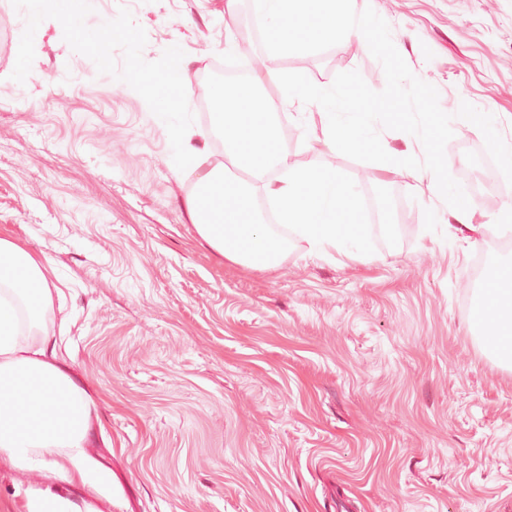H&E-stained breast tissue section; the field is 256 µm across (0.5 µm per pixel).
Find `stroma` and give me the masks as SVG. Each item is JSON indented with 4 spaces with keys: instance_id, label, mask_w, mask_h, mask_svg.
Instances as JSON below:
<instances>
[{
    "instance_id": "1",
    "label": "stroma",
    "mask_w": 512,
    "mask_h": 512,
    "mask_svg": "<svg viewBox=\"0 0 512 512\" xmlns=\"http://www.w3.org/2000/svg\"><path fill=\"white\" fill-rule=\"evenodd\" d=\"M89 26L129 9L145 60L171 46L195 134L192 154L224 161L202 73L240 56L261 70L331 85L385 75L365 39L277 56L251 34L252 0H92ZM389 24L411 71L453 114L451 175L467 224L426 169L316 157L317 108L280 112L284 151L321 160L373 197L368 261L311 255L290 238L268 270L229 262L187 209L179 171L143 98L98 74L58 25L38 28L25 83L11 80L24 13L0 0V237L48 258L61 289L44 326L100 397L90 457L118 494L100 512H512V368L480 343L473 305L512 280V185L490 174L461 102L493 114L512 146V0H356ZM235 40L237 52L226 48ZM38 470L0 461V512H26Z\"/></svg>"
}]
</instances>
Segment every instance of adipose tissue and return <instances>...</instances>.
<instances>
[{
	"label": "adipose tissue",
	"mask_w": 512,
	"mask_h": 512,
	"mask_svg": "<svg viewBox=\"0 0 512 512\" xmlns=\"http://www.w3.org/2000/svg\"><path fill=\"white\" fill-rule=\"evenodd\" d=\"M201 173L189 204L200 238L231 263L254 269L276 267L287 238L262 234L256 222L220 224L219 212H246L250 199L223 166L197 155ZM0 459L20 470L37 469L46 478L82 488L83 504L50 490H29L27 512H97L96 501L112 500L109 473L86 452L96 401L38 332L57 290L43 264L22 245L0 237ZM478 328L502 362L512 364V289L491 288Z\"/></svg>",
	"instance_id": "obj_1"
}]
</instances>
